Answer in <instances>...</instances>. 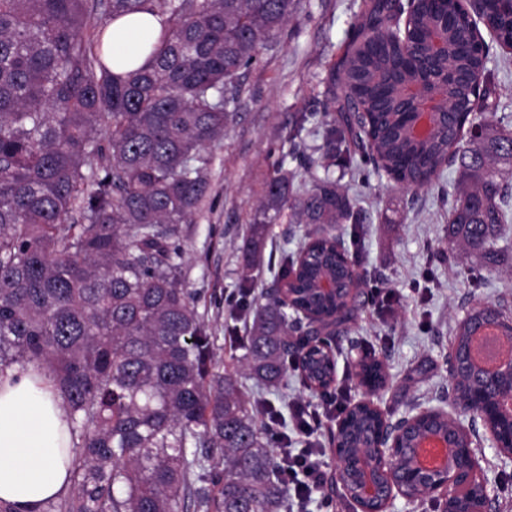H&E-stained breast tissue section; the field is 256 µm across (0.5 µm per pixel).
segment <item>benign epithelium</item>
<instances>
[{"label": "benign epithelium", "instance_id": "7a95c632", "mask_svg": "<svg viewBox=\"0 0 512 512\" xmlns=\"http://www.w3.org/2000/svg\"><path fill=\"white\" fill-rule=\"evenodd\" d=\"M405 99L415 112L434 118L441 116L439 98L420 84L410 87ZM452 384L469 385L465 399L453 398L448 412V448L446 464L437 469L419 465L421 445L401 447L404 431L414 422L408 415L396 422L381 416L382 429L372 434L378 456L368 460L341 448L334 449L339 473L344 476V494L357 506L358 512H386L396 496H405L412 486L423 496L439 503L440 512H490L494 488L479 464L476 449L461 442L467 429L460 415L480 419L492 444L506 457H512V409L504 402L512 400V362L502 370L490 371L473 363L470 344L450 353Z\"/></svg>", "mask_w": 512, "mask_h": 512}]
</instances>
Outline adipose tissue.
<instances>
[{
	"instance_id": "ef3b65f1",
	"label": "adipose tissue",
	"mask_w": 512,
	"mask_h": 512,
	"mask_svg": "<svg viewBox=\"0 0 512 512\" xmlns=\"http://www.w3.org/2000/svg\"><path fill=\"white\" fill-rule=\"evenodd\" d=\"M162 16L129 14L110 26L114 73L142 66ZM69 423L43 371L16 366L0 374V500L13 512H43L70 484Z\"/></svg>"
}]
</instances>
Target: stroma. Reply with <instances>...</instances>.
Wrapping results in <instances>:
<instances>
[{
    "label": "stroma",
    "instance_id": "stroma-1",
    "mask_svg": "<svg viewBox=\"0 0 512 512\" xmlns=\"http://www.w3.org/2000/svg\"><path fill=\"white\" fill-rule=\"evenodd\" d=\"M362 5L363 0H296L278 38L261 51L240 83L229 88L236 105L223 138L203 150L210 189L193 222L181 227L182 279L196 294L197 311L220 365L243 355L252 322L250 311L238 307L242 275L237 245L278 162L293 147L296 118L304 112L332 111L331 67ZM487 68L496 86L491 111L502 126L512 128V62L503 61L494 48ZM329 173L365 210L362 270L400 293L394 315L364 305L348 331L338 336L339 379L351 386L352 397H360L364 389L355 376L357 361L376 354L385 361L388 382L375 401L390 420L419 404L448 408L449 341L458 321L480 304L512 312V233L499 240L493 258L459 250L447 263L438 257L448 244L443 192L457 184L456 168H448L440 185L416 193L384 176L354 180L336 167ZM243 390L275 407L269 426L278 435L291 427V401L318 400L296 372L289 373L287 387L264 389L247 378ZM462 423L470 427L480 464L495 488L491 512H512V459L498 453L480 423L467 417Z\"/></svg>",
    "mask_w": 512,
    "mask_h": 512
}]
</instances>
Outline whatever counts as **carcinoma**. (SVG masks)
<instances>
[{
	"label": "carcinoma",
	"instance_id": "carcinoma-1",
	"mask_svg": "<svg viewBox=\"0 0 512 512\" xmlns=\"http://www.w3.org/2000/svg\"><path fill=\"white\" fill-rule=\"evenodd\" d=\"M295 0H0V371L32 364L61 397L70 424L67 496L43 512H288L259 419L272 410L241 392L245 372L278 387L295 352L328 345L352 318L342 295L360 268L356 199L329 177L296 180L281 159L238 247L246 274L264 260L273 216L291 211L306 241L280 260L287 297L253 295L254 319L239 369L219 372L194 294L181 281L179 225L208 192L203 147L224 136L236 83L277 38ZM397 0H364L333 80L337 114L300 116L342 171H382L418 192L458 164L451 238L495 251L512 225V130L477 117L492 93L476 17H498L497 46L512 57V0H417L406 25ZM166 17L146 66L123 75L103 59L112 21ZM444 25L448 54L427 55L421 36ZM453 71L438 84L446 118L427 139L400 87ZM311 173L319 159L295 148ZM349 224L351 249L336 248ZM339 441L354 448L378 415L342 412ZM448 432L431 413L415 432Z\"/></svg>",
	"mask_w": 512,
	"mask_h": 512
}]
</instances>
